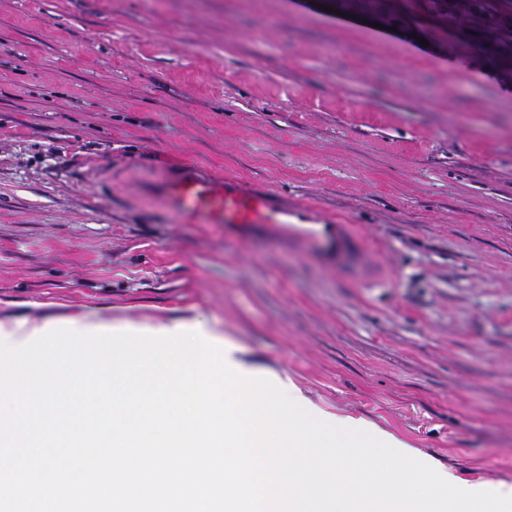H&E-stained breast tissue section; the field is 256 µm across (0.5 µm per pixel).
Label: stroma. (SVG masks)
<instances>
[{"mask_svg":"<svg viewBox=\"0 0 512 512\" xmlns=\"http://www.w3.org/2000/svg\"><path fill=\"white\" fill-rule=\"evenodd\" d=\"M444 0H0V322L207 321L327 412L512 485V49ZM195 166L359 225V285L180 224Z\"/></svg>","mask_w":512,"mask_h":512,"instance_id":"1","label":"stroma"}]
</instances>
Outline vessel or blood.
Listing matches in <instances>:
<instances>
[{"mask_svg":"<svg viewBox=\"0 0 512 512\" xmlns=\"http://www.w3.org/2000/svg\"><path fill=\"white\" fill-rule=\"evenodd\" d=\"M159 187L179 223L271 226L290 240L316 248L319 257L336 269L363 277L371 266L353 225L320 214L309 202L283 207L270 191L247 192L233 180L215 178L194 167L163 178Z\"/></svg>","mask_w":512,"mask_h":512,"instance_id":"1","label":"vessel or blood"}]
</instances>
